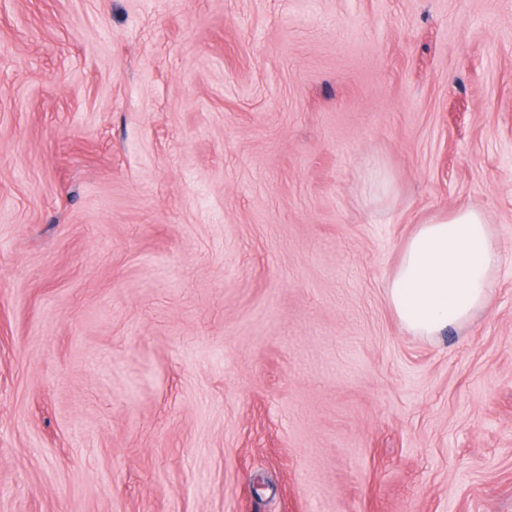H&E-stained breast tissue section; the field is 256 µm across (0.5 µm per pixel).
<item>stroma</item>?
I'll return each instance as SVG.
<instances>
[{
	"label": "stroma",
	"instance_id": "obj_1",
	"mask_svg": "<svg viewBox=\"0 0 512 512\" xmlns=\"http://www.w3.org/2000/svg\"><path fill=\"white\" fill-rule=\"evenodd\" d=\"M0 512H512V0H0ZM489 217L463 207L416 228L391 276L388 302L416 336L464 326L490 305L500 262Z\"/></svg>",
	"mask_w": 512,
	"mask_h": 512
}]
</instances>
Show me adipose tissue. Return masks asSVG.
<instances>
[{"label": "adipose tissue", "instance_id": "1", "mask_svg": "<svg viewBox=\"0 0 512 512\" xmlns=\"http://www.w3.org/2000/svg\"><path fill=\"white\" fill-rule=\"evenodd\" d=\"M500 262L489 217L463 207L416 228L391 276L388 302L418 336L470 323L490 305Z\"/></svg>", "mask_w": 512, "mask_h": 512}]
</instances>
